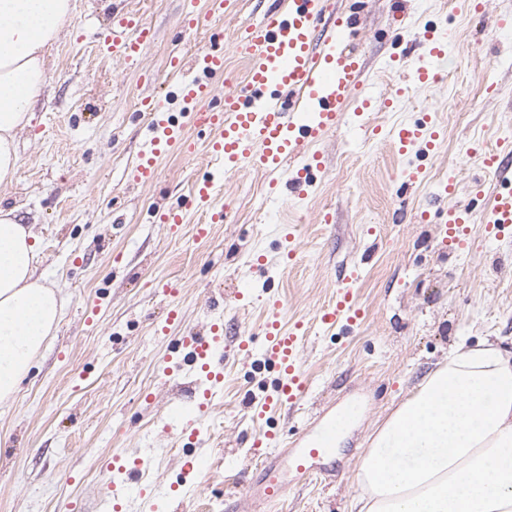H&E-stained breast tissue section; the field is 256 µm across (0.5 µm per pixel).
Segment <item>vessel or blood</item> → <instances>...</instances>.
<instances>
[{
	"label": "vessel or blood",
	"instance_id": "vessel-or-blood-1",
	"mask_svg": "<svg viewBox=\"0 0 512 512\" xmlns=\"http://www.w3.org/2000/svg\"><path fill=\"white\" fill-rule=\"evenodd\" d=\"M326 11L322 0H279L277 9L269 12L255 28L245 46L249 68L243 85L217 90L213 78L224 71V57L206 52L195 56V75L186 78V65L179 56L168 62V78L177 97L187 108L185 122L175 121L167 100L144 97L140 101L148 117V136L132 169L134 181L149 184L157 177L159 156L172 149L192 151L185 133L186 125L208 131L215 175L199 179L192 191V201L208 214L207 223L197 225V237H206L211 225L223 223V208L214 206L220 171L252 169L267 177L270 197L284 192L304 195L316 184L323 172L319 154L310 150L312 144L338 128L352 94H359L360 109L370 108L378 90L363 77L360 60L346 52L345 44L353 31L350 17L337 15L332 28L321 21ZM451 29L429 24L419 28L414 41L422 54L412 61L398 57L388 63L391 71H408L414 85L433 87L443 81L441 65L448 55ZM154 37L147 21L138 13L113 16L103 35L105 43L127 61L134 62L143 54ZM222 93L220 109L209 108L215 93ZM375 136L394 142L400 154H410L417 145L426 151L437 147L439 135L430 118L396 128L375 127ZM483 167L502 182V189L489 194L484 222L487 232L499 236L512 226V143L483 154ZM473 214L465 207L449 208L441 227L445 241L455 239L458 226L472 223ZM352 278H345L336 288V299L322 307L316 321L326 329H349L358 325L363 312L356 304ZM267 306L271 311L262 336L263 354L276 376L270 387L252 401L253 408L267 411L278 406L299 403L306 392L303 364L299 357V340L304 323L287 329L282 325L283 301L269 293ZM220 323H211L206 333H186L172 341L176 362L165 368L173 372H204L208 380L202 400L188 409L176 404L165 417L166 425L178 439L199 441L202 427L215 400L223 391L224 351ZM334 437L332 425H325L312 445L286 448L284 439L267 430L262 441L271 453L255 468L245 487L247 499L267 505H279L288 498V482L300 477H323V460L331 454Z\"/></svg>",
	"mask_w": 512,
	"mask_h": 512
}]
</instances>
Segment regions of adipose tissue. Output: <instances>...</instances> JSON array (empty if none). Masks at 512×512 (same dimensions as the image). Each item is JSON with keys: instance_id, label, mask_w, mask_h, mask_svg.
<instances>
[{"instance_id": "1", "label": "adipose tissue", "mask_w": 512, "mask_h": 512, "mask_svg": "<svg viewBox=\"0 0 512 512\" xmlns=\"http://www.w3.org/2000/svg\"><path fill=\"white\" fill-rule=\"evenodd\" d=\"M72 0H0V185ZM30 227L0 208V399L12 396L58 325L63 300L34 270ZM356 512H512V351L459 344L366 449Z\"/></svg>"}]
</instances>
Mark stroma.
Wrapping results in <instances>:
<instances>
[{
	"instance_id": "1",
	"label": "stroma",
	"mask_w": 512,
	"mask_h": 512,
	"mask_svg": "<svg viewBox=\"0 0 512 512\" xmlns=\"http://www.w3.org/2000/svg\"><path fill=\"white\" fill-rule=\"evenodd\" d=\"M274 2L224 0L215 13L210 0H197L201 23L187 32L188 0H75L47 57V83L18 135L17 178L0 187V207L17 209L35 235L37 276L63 297L57 329L19 391L0 401V512H105L100 462L138 448L150 455L140 482L155 489L157 512H352L372 434L422 377L462 341L490 340L512 351V233L492 239L483 223L472 224L463 250L437 234L448 178L459 184V203L478 212L486 205L479 187H497L469 155L471 145L491 151L512 141V35L496 27L512 14V0H483L476 11L462 0H328L355 17L349 46L387 95L403 77L384 64L408 52L416 28L451 27L441 84L411 87L392 108L377 104L362 115L367 127L389 128L431 114L441 147L425 158L422 181L402 183V156L343 125L316 145L325 171L304 199L275 202L255 170L222 175L216 202L229 219L202 240L195 230L201 213L188 199L195 179L212 170L206 132L190 130L194 152L163 156L153 183L131 181L147 135L139 101L167 94L161 78L168 59L223 53L225 79L241 85L243 46ZM125 10L142 14L154 31L134 63L101 45L112 14ZM171 205L182 209V224L154 223L155 212ZM327 212L333 223H320ZM285 224L298 227L287 266L278 245ZM260 254L264 273L251 267ZM353 269L364 322L322 329L317 310ZM267 273L285 322L308 327L299 345L308 389L296 407L261 415L249 403L270 388L273 373L259 351H240L236 339L259 332L267 318ZM160 277L174 284V298L161 295ZM171 303L182 321L169 326ZM218 317L228 330L223 394L204 437L207 478L188 479L182 498H171L183 443L164 431L162 417L171 405L190 403L197 384L167 378L158 365L171 337ZM350 404L359 415L327 461L328 482L296 480L278 506L225 500V490L248 481L251 464L267 453L254 447L256 432L292 439Z\"/></svg>"
}]
</instances>
